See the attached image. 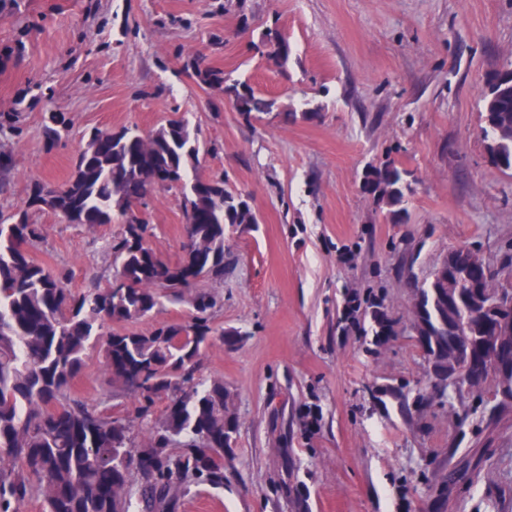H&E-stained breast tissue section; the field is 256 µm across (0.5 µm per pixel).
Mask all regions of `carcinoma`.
Wrapping results in <instances>:
<instances>
[{"label":"carcinoma","instance_id":"obj_1","mask_svg":"<svg viewBox=\"0 0 512 512\" xmlns=\"http://www.w3.org/2000/svg\"><path fill=\"white\" fill-rule=\"evenodd\" d=\"M248 50L279 68L291 54L277 27L265 28ZM196 81L224 94L237 111L252 116L273 110L275 102L250 83L198 56ZM509 72L483 91L484 139L493 141L500 160L512 169V63ZM67 128L66 116L44 118V134L54 141ZM205 153L185 117L168 120L147 134L125 128L123 136L95 130L81 150L73 176L54 186L31 187L27 208L0 214V512H23L32 499L42 512H130L138 498L145 512H176L180 495L192 482L218 485L224 464L207 454L212 445L234 443L238 430L233 394L224 379L202 381L197 366L215 334L234 346L238 330L217 332L211 321L216 297L198 288L224 277L227 228L254 224L242 194L194 178L183 198L193 204L184 224L183 257L170 264L127 228L104 241L113 275L93 276L81 292L66 276L36 262L27 247L43 238L44 226L29 219L43 209L42 191H57L55 213L75 224L102 226L112 211L141 206L157 189L155 176L173 166L182 174L200 165ZM404 171L393 164L374 169L368 180L377 199L398 208L405 190ZM446 283L431 278L420 287L428 336L448 341V315L439 297ZM169 304H190V321L162 324L149 333L126 328ZM459 329L486 332L491 321L466 310ZM377 339L394 333L390 320L372 316ZM103 353L112 390L100 400L70 393L87 353ZM130 397L134 413L114 416L106 405ZM166 399L156 416L157 401ZM144 439H138V435Z\"/></svg>","mask_w":512,"mask_h":512}]
</instances>
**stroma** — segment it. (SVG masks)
Returning <instances> with one entry per match:
<instances>
[{"label": "stroma", "instance_id": "stroma-1", "mask_svg": "<svg viewBox=\"0 0 512 512\" xmlns=\"http://www.w3.org/2000/svg\"><path fill=\"white\" fill-rule=\"evenodd\" d=\"M277 24L287 69L247 43ZM251 83L276 109L246 117L200 86L192 56ZM512 61V0H0V132L13 166L0 213L37 182L60 184L94 130H154L184 115L209 151L198 176L245 195L257 221L230 229L216 341L198 365L222 377L239 420L222 484H190L177 512H512V408L439 403L410 330V292L449 251L471 247L512 289V171L480 133L486 75ZM64 113L56 142L43 117ZM392 163L408 173L407 220L365 186ZM139 213L149 245L182 256V195L157 189ZM29 250L68 273L113 274L103 240L34 210ZM394 334L377 342L372 303ZM410 392L400 409L386 390ZM448 476L443 491L436 478Z\"/></svg>", "mask_w": 512, "mask_h": 512}]
</instances>
